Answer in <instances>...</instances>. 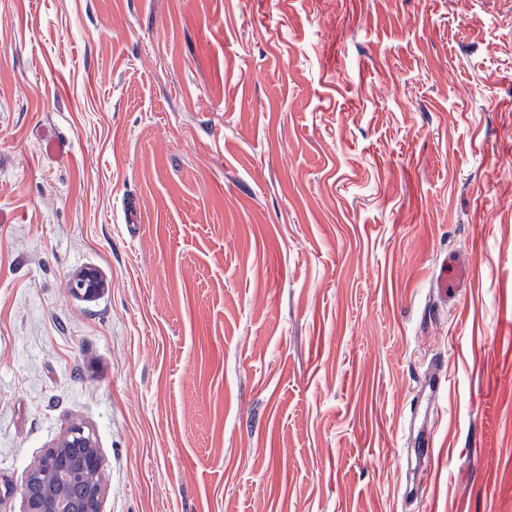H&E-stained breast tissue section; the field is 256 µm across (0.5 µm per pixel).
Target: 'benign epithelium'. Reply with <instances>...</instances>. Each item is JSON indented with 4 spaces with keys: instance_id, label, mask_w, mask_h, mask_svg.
Here are the masks:
<instances>
[{
    "instance_id": "1",
    "label": "benign epithelium",
    "mask_w": 512,
    "mask_h": 512,
    "mask_svg": "<svg viewBox=\"0 0 512 512\" xmlns=\"http://www.w3.org/2000/svg\"><path fill=\"white\" fill-rule=\"evenodd\" d=\"M71 289L86 297L104 287L100 273L85 269L70 278ZM103 462L92 434L81 425L69 428L47 449L42 461L22 477L20 512H103Z\"/></svg>"
}]
</instances>
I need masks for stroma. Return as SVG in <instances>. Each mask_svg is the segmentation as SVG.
I'll list each match as a JSON object with an SVG mask.
<instances>
[{"label": "stroma", "instance_id": "1", "mask_svg": "<svg viewBox=\"0 0 512 512\" xmlns=\"http://www.w3.org/2000/svg\"><path fill=\"white\" fill-rule=\"evenodd\" d=\"M75 423L105 512H512V0H0V476ZM71 289L74 293L90 297L96 295L104 287V281L97 270L85 269L70 278ZM404 428L410 435V455L406 458V469L409 473L412 485H406L403 496H411L419 489L427 479L434 457L433 426H416L415 411H413L404 423Z\"/></svg>", "mask_w": 512, "mask_h": 512}]
</instances>
